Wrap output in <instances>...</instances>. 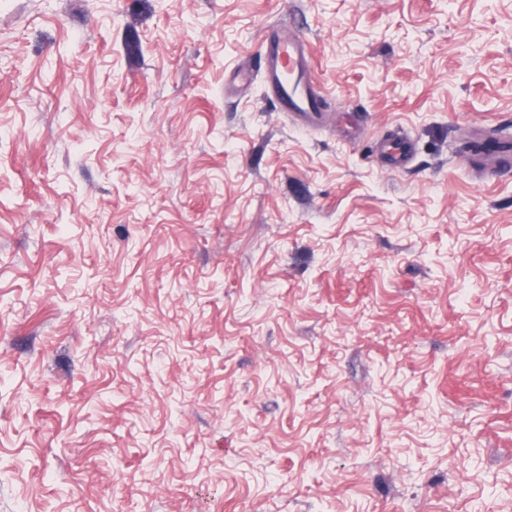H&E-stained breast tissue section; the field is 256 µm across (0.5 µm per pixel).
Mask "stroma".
Returning <instances> with one entry per match:
<instances>
[{"instance_id": "stroma-1", "label": "stroma", "mask_w": 512, "mask_h": 512, "mask_svg": "<svg viewBox=\"0 0 512 512\" xmlns=\"http://www.w3.org/2000/svg\"><path fill=\"white\" fill-rule=\"evenodd\" d=\"M277 23L320 125L233 82ZM476 126L512 0H0V512H512ZM378 148L387 167L392 171L407 169L415 156L413 142L399 135L380 141Z\"/></svg>"}]
</instances>
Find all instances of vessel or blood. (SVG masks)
Wrapping results in <instances>:
<instances>
[{
    "label": "vessel or blood",
    "mask_w": 512,
    "mask_h": 512,
    "mask_svg": "<svg viewBox=\"0 0 512 512\" xmlns=\"http://www.w3.org/2000/svg\"><path fill=\"white\" fill-rule=\"evenodd\" d=\"M260 63L279 111L293 113L307 123L318 119L322 103L312 87L311 54L304 39L287 28L273 27ZM378 148L393 171L407 169L415 156L412 141L399 135L380 141Z\"/></svg>",
    "instance_id": "obj_1"
}]
</instances>
